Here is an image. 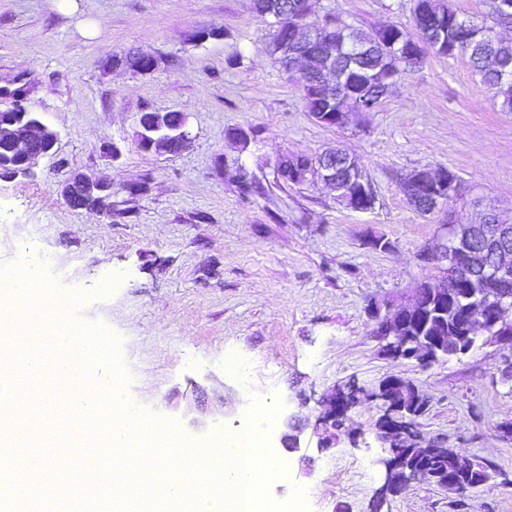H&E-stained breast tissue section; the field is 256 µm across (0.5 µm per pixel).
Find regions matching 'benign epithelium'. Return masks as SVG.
Wrapping results in <instances>:
<instances>
[{"label": "benign epithelium", "mask_w": 512, "mask_h": 512, "mask_svg": "<svg viewBox=\"0 0 512 512\" xmlns=\"http://www.w3.org/2000/svg\"><path fill=\"white\" fill-rule=\"evenodd\" d=\"M324 34L323 30L305 38L294 34L288 42L286 54L294 59L308 58V54L304 53L305 47ZM429 42L436 44L438 40L434 36L428 41L421 37L412 43L393 42L390 47L396 57L408 64L415 60L417 49L425 48ZM343 56L347 66L338 72L336 49L329 47L321 55L318 68L319 85L324 89L336 88L338 97L343 93L348 76L362 58V49L350 44L344 49ZM0 95L13 99L8 111L14 116V121L7 125L0 122V139L12 143L17 161V168L12 170L11 175L26 173L54 149L57 133L22 105L26 100L25 89L21 88L16 93L8 88H0ZM138 123L139 138L144 140L148 152L176 155L184 151L191 141L187 116L183 113L155 112L151 119L141 117ZM318 165L317 178L333 188L338 199L345 203L352 202L351 209L367 212L375 207L377 194L373 182L364 176L362 168L347 153L340 149L326 150L319 155ZM403 186L406 199L414 209H424L428 215L445 213L446 221L440 225V234L419 254L422 263L437 270V275L425 280L432 294L438 295L442 302H454L459 298L454 289L459 280L468 279L478 285L471 294L479 296V299L471 302L457 321L463 333L460 342L468 340L470 344H475L480 340L476 330L481 329L490 340L511 343L512 338L502 335L501 331L512 324V289L508 287V281L512 280V223L503 220L493 208L487 209L477 223L464 221L453 208V203L461 197V184L448 179L445 169L437 172L426 168L416 169L405 177ZM93 187L111 192L110 186L77 174L62 186L60 195L73 209L79 210L81 206L77 205V199L80 194ZM420 292L421 289H414L408 301L394 308L375 301L368 309L370 318L375 322V336L380 343V351L389 359L417 366L439 363L450 353L459 354L457 350L448 351L446 336L422 339L406 335L409 321L422 316ZM405 386V382L395 377H388L377 384L395 401ZM319 404L322 424L333 427L336 419L345 417L352 409L351 392L337 390L322 398ZM285 427L281 444L287 452L293 453L300 445L302 419L291 416ZM398 433V420L392 413L383 417L375 427L376 438L390 447L398 438ZM376 464L382 467L387 481L392 473L402 471L400 480L406 487L414 482L430 480V473L419 467L400 466L392 449Z\"/></svg>", "instance_id": "1"}]
</instances>
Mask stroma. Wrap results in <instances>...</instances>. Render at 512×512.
I'll return each mask as SVG.
<instances>
[{
	"label": "stroma",
	"instance_id": "1",
	"mask_svg": "<svg viewBox=\"0 0 512 512\" xmlns=\"http://www.w3.org/2000/svg\"><path fill=\"white\" fill-rule=\"evenodd\" d=\"M413 0H316L372 31L410 25ZM218 40L195 41L205 27ZM270 19L250 0H0V87L28 86L27 107L58 133L57 150L27 176L0 177V267L29 244L50 253L59 293H89L71 320L120 340L125 391L137 408L202 443L235 428L251 396L304 421L288 478L304 512H370L384 480L376 439L382 410L360 400L327 439L319 401L349 382L412 379L429 397L424 439L490 466L480 489L451 494L416 482L381 512H512V383L499 369L512 345L488 343L427 368L384 357L370 299L403 301L432 267L418 255L441 215L423 216L401 191L418 168L455 172L468 215L512 220V112L501 111L466 57L427 53L375 111L325 127L268 51ZM154 56L147 74L108 66L126 50ZM184 112L189 147L142 151L140 112ZM246 131L248 145L233 138ZM340 145L372 179L377 203L356 212L323 182L276 186L271 161ZM264 187L244 194L229 170ZM112 184V211L75 210L58 193L73 173ZM381 236L392 248L369 247ZM248 362L250 384L226 370Z\"/></svg>",
	"mask_w": 512,
	"mask_h": 512
}]
</instances>
